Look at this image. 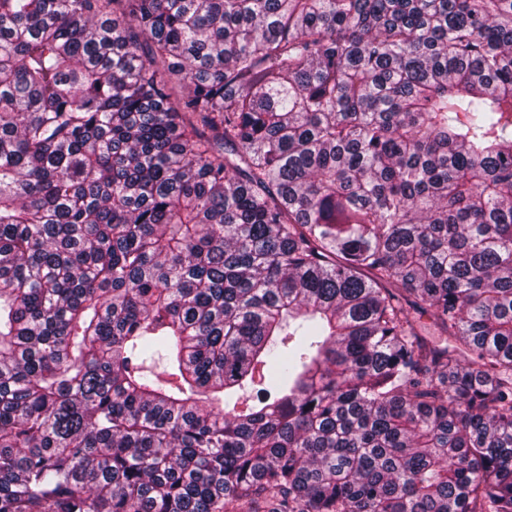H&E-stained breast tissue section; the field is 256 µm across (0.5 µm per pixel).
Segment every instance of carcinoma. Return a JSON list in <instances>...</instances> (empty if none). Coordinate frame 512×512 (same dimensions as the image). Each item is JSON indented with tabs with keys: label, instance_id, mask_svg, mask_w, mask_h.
Here are the masks:
<instances>
[{
	"label": "carcinoma",
	"instance_id": "cac0c4a2",
	"mask_svg": "<svg viewBox=\"0 0 512 512\" xmlns=\"http://www.w3.org/2000/svg\"><path fill=\"white\" fill-rule=\"evenodd\" d=\"M0 512H512V0H0Z\"/></svg>",
	"mask_w": 512,
	"mask_h": 512
}]
</instances>
